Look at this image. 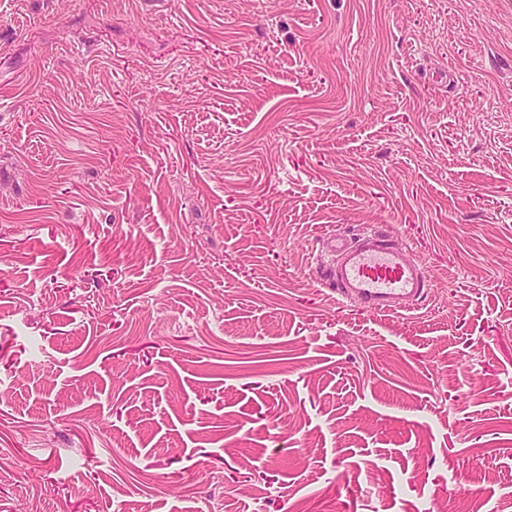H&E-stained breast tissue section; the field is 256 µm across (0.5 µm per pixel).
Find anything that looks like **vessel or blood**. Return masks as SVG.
<instances>
[{
	"label": "vessel or blood",
	"mask_w": 512,
	"mask_h": 512,
	"mask_svg": "<svg viewBox=\"0 0 512 512\" xmlns=\"http://www.w3.org/2000/svg\"><path fill=\"white\" fill-rule=\"evenodd\" d=\"M330 247L336 258L323 279L342 299L373 312L398 313L411 309L428 289L427 274L408 247L381 232L340 236Z\"/></svg>",
	"instance_id": "1"
}]
</instances>
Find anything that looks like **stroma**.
<instances>
[{
  "mask_svg": "<svg viewBox=\"0 0 512 512\" xmlns=\"http://www.w3.org/2000/svg\"><path fill=\"white\" fill-rule=\"evenodd\" d=\"M132 500L512 512V0H0V512ZM330 247L336 258L323 279L341 299L373 312L398 313L410 310L428 289L427 274L408 247L379 231L332 238Z\"/></svg>",
  "mask_w": 512,
  "mask_h": 512,
  "instance_id": "35a3bbf8",
  "label": "stroma"
}]
</instances>
